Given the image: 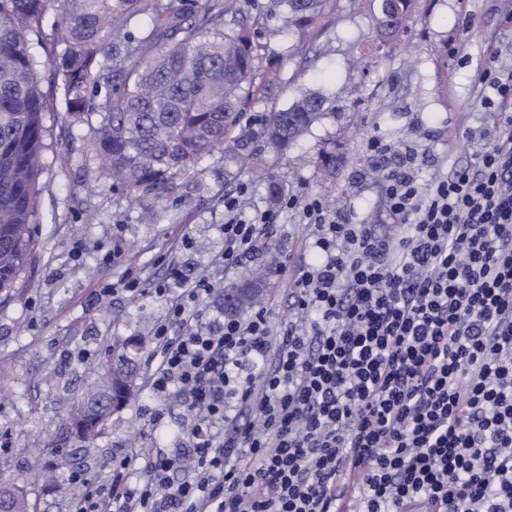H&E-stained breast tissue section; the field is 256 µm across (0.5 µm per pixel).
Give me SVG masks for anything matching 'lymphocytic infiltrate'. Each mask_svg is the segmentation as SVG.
Masks as SVG:
<instances>
[{
	"label": "lymphocytic infiltrate",
	"instance_id": "f902f5d3",
	"mask_svg": "<svg viewBox=\"0 0 512 512\" xmlns=\"http://www.w3.org/2000/svg\"><path fill=\"white\" fill-rule=\"evenodd\" d=\"M491 52L475 80L494 133L472 165L420 183L383 175L387 231L303 218L320 254L292 316L211 328L184 289L156 332L151 393L179 396L187 447L138 448L101 481L75 477L72 512H512V73ZM224 261L269 212L224 199Z\"/></svg>",
	"mask_w": 512,
	"mask_h": 512
}]
</instances>
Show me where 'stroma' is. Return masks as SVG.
I'll list each match as a JSON object with an SVG mask.
<instances>
[{
  "mask_svg": "<svg viewBox=\"0 0 512 512\" xmlns=\"http://www.w3.org/2000/svg\"><path fill=\"white\" fill-rule=\"evenodd\" d=\"M510 7L512 0H416L408 41L394 46L374 39L378 0L356 6L336 0L334 14L317 29L310 62L288 64L279 88L245 104L244 120L257 124L308 92L330 102L294 149L272 159L289 196L319 197L341 222L382 224L384 187L372 166L371 140L414 154L425 183L469 164L493 131L492 115L477 103L474 75L491 48L512 68V23L503 18ZM46 125L41 222L32 229L37 245L10 295L0 294V431L11 441L0 447V468L35 512H71L70 497L36 477L43 464L37 441L54 437L58 416L90 381L86 363L70 359V352L87 351L96 361L107 346L140 336L154 349L168 299L199 278L225 285L262 264L259 252L224 264L225 196L273 216L260 234L283 261L264 303L273 326L287 320L289 286L318 256L305 246L311 231L299 208L269 206L258 173L247 168L225 182L222 150L203 163V193L139 202L97 179L86 157V126L71 124L61 109L48 114ZM322 151L336 155V174L327 181L316 166ZM129 271L162 284L166 296L97 298L96 289ZM154 404L145 391L113 414L90 448L78 451L75 471L103 478L113 458L132 447H184L185 406L170 402L153 425L145 411Z\"/></svg>",
  "mask_w": 512,
  "mask_h": 512,
  "instance_id": "stroma-1",
  "label": "stroma"
}]
</instances>
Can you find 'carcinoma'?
<instances>
[{"mask_svg":"<svg viewBox=\"0 0 512 512\" xmlns=\"http://www.w3.org/2000/svg\"><path fill=\"white\" fill-rule=\"evenodd\" d=\"M330 0H270L266 11L246 13L238 0H0V293L14 288L35 247L44 190L41 176L47 114L61 95L72 122L88 127L87 155L98 177L127 197L161 198L203 187L202 162L224 151V180L252 158L261 140L285 154L328 108L308 94L272 109L258 129L241 124L250 95L267 91L288 63L307 59L320 18ZM413 0H380L379 10L397 18L379 23V39L402 41ZM55 10L50 34L43 26ZM286 12L296 40L263 76L264 45L254 31L266 15ZM231 16L224 28V16ZM49 41L48 60L31 51L33 40ZM272 204L285 188L269 171ZM248 291L233 316L263 298L261 278L227 284ZM138 349L104 352L102 371L60 421L45 445L62 465L74 464L73 439L94 440L112 415L107 400L125 407L135 389ZM0 497L11 512H30L20 488L0 478Z\"/></svg>","mask_w":512,"mask_h":512,"instance_id":"obj_1","label":"carcinoma"}]
</instances>
